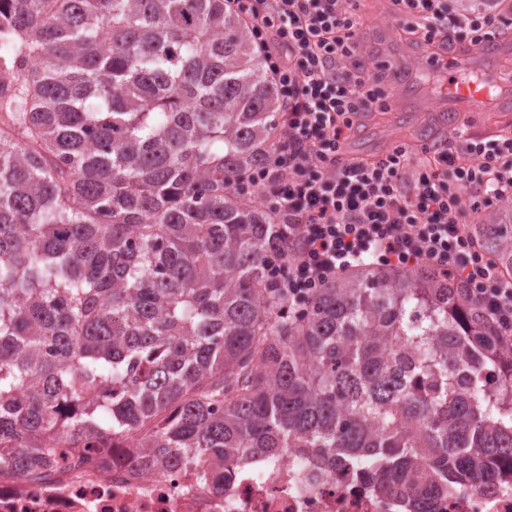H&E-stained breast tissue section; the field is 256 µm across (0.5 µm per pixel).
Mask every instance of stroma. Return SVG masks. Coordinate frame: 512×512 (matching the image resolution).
I'll return each instance as SVG.
<instances>
[{"label": "stroma", "instance_id": "1", "mask_svg": "<svg viewBox=\"0 0 512 512\" xmlns=\"http://www.w3.org/2000/svg\"><path fill=\"white\" fill-rule=\"evenodd\" d=\"M360 47L347 68L367 70L387 89L390 97L401 100L402 113L370 112L360 119L364 133L350 139L349 148L361 157L377 158L396 145H404L411 164L428 163L432 151L444 135L433 109L400 81L401 74L418 76L430 65L425 47L404 36L392 13L390 0H358ZM467 138L492 139L512 133V103L494 112H471L461 124Z\"/></svg>", "mask_w": 512, "mask_h": 512}]
</instances>
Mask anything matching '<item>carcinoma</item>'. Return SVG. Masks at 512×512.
<instances>
[{
  "label": "carcinoma",
  "instance_id": "carcinoma-1",
  "mask_svg": "<svg viewBox=\"0 0 512 512\" xmlns=\"http://www.w3.org/2000/svg\"><path fill=\"white\" fill-rule=\"evenodd\" d=\"M0 112L1 465L313 448L388 493L512 462V337L447 273L362 265L298 316L268 284L284 225L235 183L281 100L224 0H0ZM483 247L512 268V236Z\"/></svg>",
  "mask_w": 512,
  "mask_h": 512
}]
</instances>
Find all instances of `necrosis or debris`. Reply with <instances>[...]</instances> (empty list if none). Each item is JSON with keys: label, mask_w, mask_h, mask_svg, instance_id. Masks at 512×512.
Instances as JSON below:
<instances>
[{"label": "necrosis or debris", "mask_w": 512, "mask_h": 512, "mask_svg": "<svg viewBox=\"0 0 512 512\" xmlns=\"http://www.w3.org/2000/svg\"><path fill=\"white\" fill-rule=\"evenodd\" d=\"M39 475L0 465V512H404L422 496L376 490L374 469L289 449L243 457L216 474L212 456L145 465L135 448H60ZM429 512H512V477L476 488L452 484L423 496Z\"/></svg>", "instance_id": "4bbe7bcc"}]
</instances>
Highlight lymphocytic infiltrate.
Returning a JSON list of instances; mask_svg holds the SVG:
<instances>
[{
    "instance_id": "f902f5d3",
    "label": "lymphocytic infiltrate",
    "mask_w": 512,
    "mask_h": 512,
    "mask_svg": "<svg viewBox=\"0 0 512 512\" xmlns=\"http://www.w3.org/2000/svg\"><path fill=\"white\" fill-rule=\"evenodd\" d=\"M354 2L236 0L282 102L285 147L250 176L287 229V240L271 248L268 281L298 315L317 288L355 266L425 265L447 271L512 335V277L467 229L512 199V137L482 142L457 132L415 167L402 147L372 161L345 159L358 116L389 108L387 90L368 72L339 68L359 47ZM391 4L395 14L417 18L409 32L432 51L480 44L498 27L495 13L450 15L448 0Z\"/></svg>"
}]
</instances>
